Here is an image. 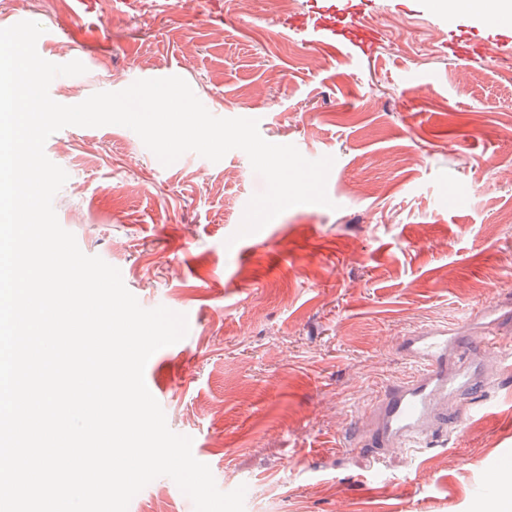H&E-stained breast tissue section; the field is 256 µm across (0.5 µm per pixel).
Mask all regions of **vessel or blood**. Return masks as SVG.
Wrapping results in <instances>:
<instances>
[{
    "mask_svg": "<svg viewBox=\"0 0 512 512\" xmlns=\"http://www.w3.org/2000/svg\"><path fill=\"white\" fill-rule=\"evenodd\" d=\"M365 0H314L312 20L343 43L369 45L370 28L356 23ZM504 307H476L464 320V335L428 327L405 336L401 348L414 370L400 384L384 390L368 409L373 448H412L448 424V401L475 391L478 375L470 369L464 347L495 353L501 341Z\"/></svg>",
    "mask_w": 512,
    "mask_h": 512,
    "instance_id": "b4317fda",
    "label": "vessel or blood"
}]
</instances>
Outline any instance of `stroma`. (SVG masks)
Here are the masks:
<instances>
[{"instance_id": "obj_1", "label": "stroma", "mask_w": 512, "mask_h": 512, "mask_svg": "<svg viewBox=\"0 0 512 512\" xmlns=\"http://www.w3.org/2000/svg\"><path fill=\"white\" fill-rule=\"evenodd\" d=\"M378 0L367 49L263 11L261 0H0L87 68L50 85L72 105L139 79L183 78L214 116L259 121L268 142L334 157L331 207L303 204L239 247L226 240L265 182L240 150L165 166L129 128L68 126L45 154L69 175L53 206L87 255L121 272L146 309L186 314L187 336L145 367L171 431L192 437L217 487L246 486L245 512H490L491 459L512 450V348L455 428L376 457L361 435L382 388L408 378L411 331L454 327L512 296V48L484 19ZM476 33L478 50L448 40ZM417 31L405 52L389 27ZM129 512H194L156 478Z\"/></svg>"}]
</instances>
